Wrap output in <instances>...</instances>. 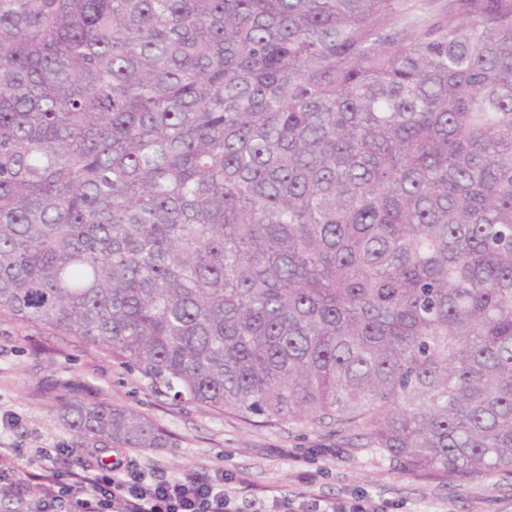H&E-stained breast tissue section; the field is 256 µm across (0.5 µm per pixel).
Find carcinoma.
Here are the masks:
<instances>
[{
	"label": "carcinoma",
	"mask_w": 512,
	"mask_h": 512,
	"mask_svg": "<svg viewBox=\"0 0 512 512\" xmlns=\"http://www.w3.org/2000/svg\"><path fill=\"white\" fill-rule=\"evenodd\" d=\"M448 2L0 0V325L403 472L512 468V0Z\"/></svg>",
	"instance_id": "carcinoma-1"
}]
</instances>
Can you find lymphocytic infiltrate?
<instances>
[{
    "label": "lymphocytic infiltrate",
    "mask_w": 512,
    "mask_h": 512,
    "mask_svg": "<svg viewBox=\"0 0 512 512\" xmlns=\"http://www.w3.org/2000/svg\"><path fill=\"white\" fill-rule=\"evenodd\" d=\"M41 472L20 466L0 470V499H24L30 483L41 491L31 512H244L238 499L244 483L226 486L223 474L164 476L145 472L133 462L94 466L76 464L71 452L45 453Z\"/></svg>",
    "instance_id": "lymphocytic-infiltrate-1"
}]
</instances>
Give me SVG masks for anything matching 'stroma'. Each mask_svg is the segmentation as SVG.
<instances>
[{
    "mask_svg": "<svg viewBox=\"0 0 512 512\" xmlns=\"http://www.w3.org/2000/svg\"><path fill=\"white\" fill-rule=\"evenodd\" d=\"M61 398L109 401L135 409L165 432L164 448L134 449L142 466L168 475L245 479L253 512L272 498L325 500L363 496L368 512H512V470L483 477L406 474L333 428L288 422L261 425L199 405H175L111 359L73 345L47 351L23 333L0 326V443L38 464L41 448H88L59 422Z\"/></svg>",
    "mask_w": 512,
    "mask_h": 512,
    "instance_id": "35a3bbf8",
    "label": "stroma"
}]
</instances>
